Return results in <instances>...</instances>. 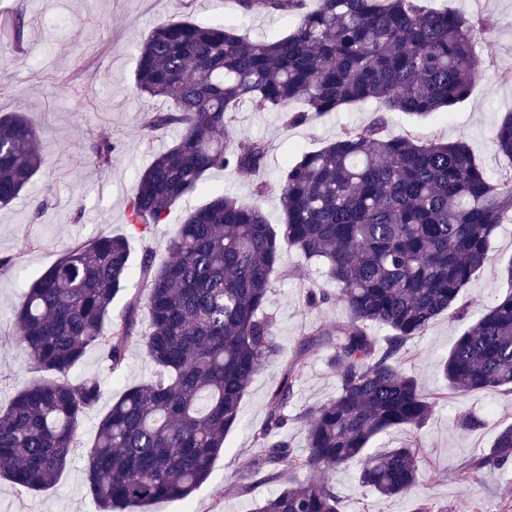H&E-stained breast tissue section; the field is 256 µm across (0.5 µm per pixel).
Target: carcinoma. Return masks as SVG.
I'll list each match as a JSON object with an SVG mask.
<instances>
[{"label":"carcinoma","mask_w":512,"mask_h":512,"mask_svg":"<svg viewBox=\"0 0 512 512\" xmlns=\"http://www.w3.org/2000/svg\"><path fill=\"white\" fill-rule=\"evenodd\" d=\"M235 13L296 16L283 37L249 41L229 24L187 18L158 23L144 39L136 90L166 108L144 115L153 134L178 138L138 175L129 201L133 234L146 241L187 195L206 190L213 170L263 172L265 144L233 129L246 106L281 112L290 126L313 116L377 104L370 120L341 128L321 149L287 163L254 192L279 193L284 219L216 195L187 212L169 239L170 260L145 248L131 263L129 240L99 232L67 249L33 281L13 311L15 342L45 376L0 409V478L42 491L66 468L87 414L103 395L97 378L71 379L90 348L105 369H122L139 338L154 370L128 386L99 420L85 481L99 512L185 500L210 477L226 435L239 423L253 378L279 356L265 313L283 257L296 250L336 283L348 318L306 327L283 370L245 468L278 491L257 512H340L331 476L359 465L360 482L383 498L406 493L424 460L409 445L369 454L392 427L421 430L434 402L404 368L407 344L438 317L459 316L458 296L489 261L498 226L512 223V175L493 178L460 138L410 141L388 132L387 115L424 118L464 101L490 63L470 20L422 0H225ZM37 128L24 112L0 115V206L17 199L41 170ZM512 159V112L493 134ZM98 168L112 167L114 143L90 141ZM509 287L463 332L441 363L459 395L512 393V266ZM126 298L120 319L112 304ZM149 329L136 333L141 308ZM377 327L384 335L377 337ZM326 351L338 391L294 418L306 452L280 437L309 355ZM512 463V425L465 466L468 475ZM309 474L303 481L286 470Z\"/></svg>","instance_id":"carcinoma-1"}]
</instances>
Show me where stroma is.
<instances>
[{
    "label": "stroma",
    "instance_id": "obj_1",
    "mask_svg": "<svg viewBox=\"0 0 512 512\" xmlns=\"http://www.w3.org/2000/svg\"><path fill=\"white\" fill-rule=\"evenodd\" d=\"M431 6L463 13L467 18L492 16V29L477 31L478 50L493 60L470 97L447 112L420 120L389 114L392 136L420 140L465 138L477 161L492 176L512 171V160L497 154L492 136L502 113L512 110V82L500 74L512 71V0H430ZM23 14L27 22L20 45H13L0 30V113L28 111L39 132L37 148L45 158L41 171L10 206L0 209V257L11 258L0 268V408L40 375L29 357L13 342L14 309L27 287L51 267L63 252L89 240L101 230L126 234L129 199L136 176L154 152L167 147L175 130L155 135L143 128L145 112L162 102L139 94L133 84L138 48L158 22L189 16L199 24L230 20L249 40L288 34L294 18L262 14L224 15V0H0V18ZM367 107L336 112L309 124L286 126L276 112L248 108L234 113V126L262 140L267 147V178H276L286 160L315 151L334 140L345 125L366 122ZM116 144L112 166L101 171L85 145L88 139ZM254 175L224 170L207 178V193H230L246 205H258L269 223L283 221L278 194L256 197ZM194 194L175 206L166 223L156 225L149 241L130 238L132 257L152 247L156 263L169 255L165 245L190 209L201 206L206 195ZM491 264L473 276L459 296L467 316L438 317L424 336L407 346L406 370L414 375L427 397L436 402L432 418L417 432L394 428L371 442L372 450L400 443L414 444L425 465L418 486L396 500L380 499L358 481L356 468L337 470L333 482L340 512H413L419 499L430 500L437 512H512V466L466 478L465 461L481 456L498 432L512 424V395L500 390L461 396L442 379L438 363L453 341L480 312L507 289L503 270L512 263V224L502 225L490 244ZM286 279L277 281L266 303L276 324L278 360L251 382L241 404L242 423L226 439L224 452L213 465L208 481L191 498L138 505L127 512H255L258 504L277 491L276 485L258 484L238 493L248 481L243 463L257 443L255 436L267 414L271 390L294 355L302 329L331 327L348 317L337 303L336 286L321 277L315 263L297 251L284 258ZM329 294L328 302L312 307L309 290ZM152 369L141 341L130 343L126 368L111 376L100 369V353L88 350L74 371L78 377H99L104 395L84 421L69 464L49 490L31 493L0 483V512H97L85 487L87 456L99 419L122 390L146 377ZM336 373L324 353L311 355L295 384L288 407L290 422L282 435L294 454L304 452V438L296 415L334 397ZM478 419L464 429L461 418Z\"/></svg>",
    "mask_w": 512,
    "mask_h": 512
}]
</instances>
